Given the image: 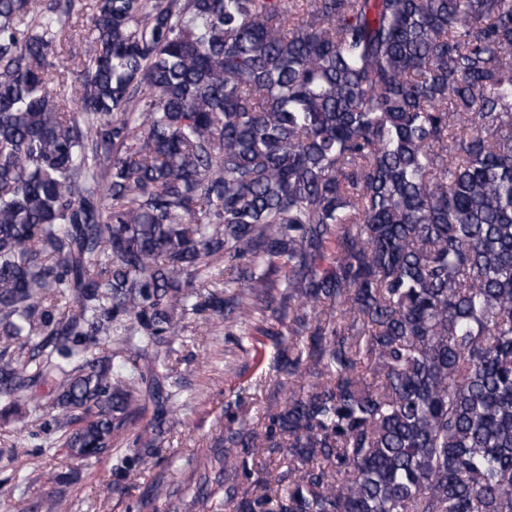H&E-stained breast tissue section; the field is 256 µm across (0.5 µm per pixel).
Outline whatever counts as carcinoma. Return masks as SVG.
Masks as SVG:
<instances>
[{
  "mask_svg": "<svg viewBox=\"0 0 512 512\" xmlns=\"http://www.w3.org/2000/svg\"><path fill=\"white\" fill-rule=\"evenodd\" d=\"M92 2L68 112L84 0H0V399L106 456L207 312L288 387L236 512H512V0ZM75 19L70 22L59 35L57 42V54L69 55L70 51L76 53L77 56L72 61H69L68 67L73 68L74 63L84 61L90 50L88 36V23L86 15L80 17L76 23Z\"/></svg>",
  "mask_w": 512,
  "mask_h": 512,
  "instance_id": "1",
  "label": "carcinoma"
}]
</instances>
